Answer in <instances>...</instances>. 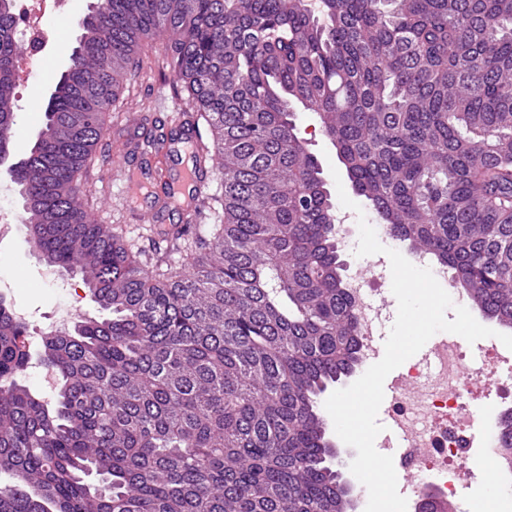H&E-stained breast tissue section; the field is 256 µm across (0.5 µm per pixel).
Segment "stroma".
Listing matches in <instances>:
<instances>
[{"label":"stroma","instance_id":"35a3bbf8","mask_svg":"<svg viewBox=\"0 0 512 512\" xmlns=\"http://www.w3.org/2000/svg\"><path fill=\"white\" fill-rule=\"evenodd\" d=\"M91 0H71L67 13L46 12L45 22L55 33V39L45 47L40 60L31 65L28 83L15 88V134L10 162L25 158L39 130L45 124V106L52 86L59 78L66 60L76 45L79 21L87 13ZM173 72L165 52V42L156 39L145 43L140 53V65L133 72L115 105L110 108L104 140L97 149L93 166L82 177L83 202L103 224L133 245L144 250L146 257H169L172 264H181L183 255L172 248V231L182 226L180 210L175 206L153 208L144 215L141 207L131 201L125 191V174L141 173L143 192L154 197L160 178L177 179L186 166L180 155L160 157L150 153L148 141L168 135L172 125L177 96L173 89ZM300 137L320 162L323 171L337 165L336 150L324 136L316 115L298 112ZM366 217L374 227L379 242L385 247L409 254V247L393 239L372 209L356 213L344 208L342 223L347 226V238L339 252L346 270L366 265V258L356 256L358 219ZM47 264L41 253L28 241L22 223L16 222L4 240L0 241V293L7 303L26 314L30 326L50 331L56 309L74 305L79 316H101L79 273H57L55 279H45ZM501 480L490 474L483 479H471L457 488V500L464 512H477L487 501H494L497 512H512V493L500 491Z\"/></svg>","mask_w":512,"mask_h":512}]
</instances>
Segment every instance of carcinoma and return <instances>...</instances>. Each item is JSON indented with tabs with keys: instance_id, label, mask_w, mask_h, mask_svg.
Returning <instances> with one entry per match:
<instances>
[{
	"instance_id": "1",
	"label": "carcinoma",
	"mask_w": 512,
	"mask_h": 512,
	"mask_svg": "<svg viewBox=\"0 0 512 512\" xmlns=\"http://www.w3.org/2000/svg\"><path fill=\"white\" fill-rule=\"evenodd\" d=\"M46 122L9 173L45 261L110 318L42 339L18 382L0 297V512H353L319 397L361 364L338 205L296 132L316 114L388 234L512 328V0H95ZM168 34L193 165L221 206L184 266L145 268L80 200L108 109ZM0 0V156L15 125ZM27 345L29 346V350L32 355V359L30 361L29 367L19 375L18 380L22 384L30 387L32 390L43 394V396L46 397L47 399H50L54 395V388L45 389L43 387L41 379H40V374H41L42 368L37 367V365H35V364L31 365V363H34L36 361V359L38 358V353L41 352V340L39 342H31L29 344L27 343ZM30 366H33V367H30ZM34 366H36V367H34Z\"/></svg>"
}]
</instances>
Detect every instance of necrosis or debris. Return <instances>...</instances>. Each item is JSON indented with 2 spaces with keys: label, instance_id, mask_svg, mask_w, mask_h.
<instances>
[{
  "label": "necrosis or debris",
  "instance_id": "1",
  "mask_svg": "<svg viewBox=\"0 0 512 512\" xmlns=\"http://www.w3.org/2000/svg\"><path fill=\"white\" fill-rule=\"evenodd\" d=\"M66 10L69 0H14V26L24 32L21 42L24 57L15 63V80H28V62L39 57L48 37L43 22L46 3ZM346 286L354 303L364 350H371L374 317L371 302L377 293L374 279L361 271L350 273ZM436 367L426 375L409 368L408 385L400 386L389 407V415L402 433L410 452L402 460L404 468L421 474L418 494L454 499L457 483L473 476L470 450L475 440H482L483 452L495 459L499 471L512 477V447L499 439L483 440L484 420L478 406L465 394L478 387L512 403V386L505 375L512 371V358L498 349L488 350L480 367L465 362L461 342L444 341L433 352Z\"/></svg>",
  "mask_w": 512,
  "mask_h": 512
}]
</instances>
